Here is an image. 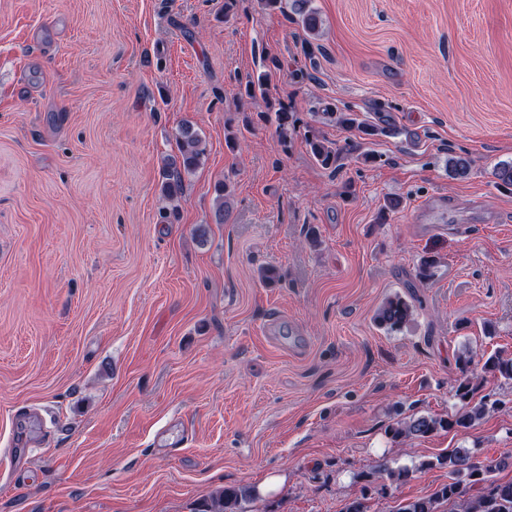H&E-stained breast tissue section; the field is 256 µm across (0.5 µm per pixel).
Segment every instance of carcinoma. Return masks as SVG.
<instances>
[{
    "mask_svg": "<svg viewBox=\"0 0 512 512\" xmlns=\"http://www.w3.org/2000/svg\"><path fill=\"white\" fill-rule=\"evenodd\" d=\"M291 7L299 16L305 33L316 36L322 29V18L312 7V0H292ZM273 71L266 67L248 77L244 85V95L250 99L258 96L265 98L269 94ZM276 130L281 142L288 141V132L294 125L293 116L285 106L275 111ZM178 155L165 170L163 195L172 207L165 208L161 218L168 220L177 215V206L173 202L183 191L184 175L194 172L206 154L205 140L201 134L186 124L176 135ZM314 159L325 169H335L342 148L317 136L308 140ZM471 161L460 154H448V176L463 179L469 175ZM495 184L500 187L512 186V160L497 162L492 170ZM215 219L224 223L229 212V185L219 183L215 186ZM412 315V306L400 295L386 298L378 307L375 320L381 326L397 328ZM457 365L461 378L455 388L454 396L460 404V410L447 417L415 415L398 420L387 429L392 441L410 437H425L438 430L470 428L487 413L495 410L499 400L486 395L477 404H470L476 389V382L488 375L512 381V356L491 354L485 360L476 358L466 350L458 355ZM436 465L449 469L448 483L440 486L433 494L399 504L396 512H441L442 505H448V512H512V481L503 482L495 476L501 463L490 460H477L469 448H453L447 454L434 461H424L417 466L387 467L377 471L374 480L380 482L381 489L388 485L408 480L415 472ZM254 498V490L249 487L223 488L215 491L200 512H243L242 503Z\"/></svg>",
    "mask_w": 512,
    "mask_h": 512,
    "instance_id": "1",
    "label": "carcinoma"
}]
</instances>
